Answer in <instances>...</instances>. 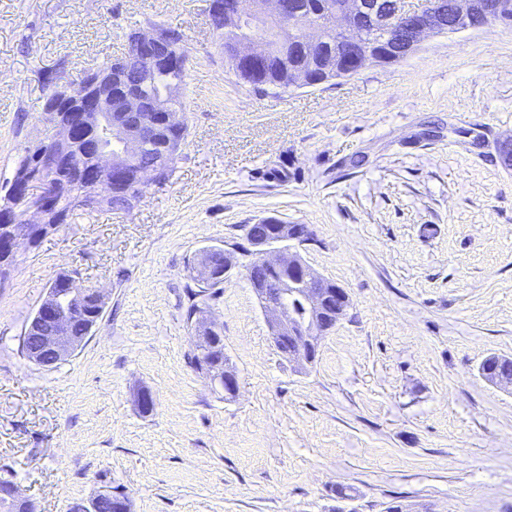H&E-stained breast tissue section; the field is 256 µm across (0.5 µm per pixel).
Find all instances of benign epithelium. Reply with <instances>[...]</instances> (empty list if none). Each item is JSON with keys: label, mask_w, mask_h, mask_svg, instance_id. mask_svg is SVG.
<instances>
[{"label": "benign epithelium", "mask_w": 512, "mask_h": 512, "mask_svg": "<svg viewBox=\"0 0 512 512\" xmlns=\"http://www.w3.org/2000/svg\"><path fill=\"white\" fill-rule=\"evenodd\" d=\"M386 0H344L330 11L336 23L338 48L336 59L318 69L304 62L291 71L296 88L322 84L329 77L351 76L341 67L342 57L356 60L357 66L390 64L415 52L431 36H444L475 30L493 22L512 21V0H454L446 10L437 0L410 4L394 15L386 16ZM269 26V37L281 44L296 46L301 55L312 52L320 42L322 21L319 14L301 16L295 0H210L209 22L215 32H236L232 44L236 60L249 67L269 57L266 39L253 37L249 30L258 21ZM177 34L157 23L128 37L126 60L133 68L130 77L123 70L98 72L72 83L49 96L45 112L51 134L25 146L27 164L16 172L11 194L0 206V268L7 270L16 262L17 249L36 246L54 225L65 222L55 211L53 199L66 183L60 179L69 173L84 183L86 190L78 200L103 204L114 193L131 196V204L142 198L133 189L162 185L161 168H172L174 155L162 162L145 158V148L161 128L176 129L183 116L171 108L176 93L149 99L138 86L149 76L163 70L189 64V59L170 53ZM125 79L118 103L112 102V82ZM97 129L104 132L106 145L89 147L87 162L75 152L79 142ZM260 231L246 232L247 246L231 250L210 248L194 266L199 280L212 272L229 279L236 271L260 265L266 276L252 287L265 311L270 335L277 350L296 366L303 368L315 360L322 338L336 327L349 307L346 291L320 275L294 246L309 240L305 224H285L273 217L259 224ZM221 261L216 266L208 255ZM67 288H51L27 326V358L41 367L55 366L72 357L85 337L75 335V320L88 319L95 325L104 309V297L96 288H80L73 279ZM194 345L221 338L218 323L209 315V307L200 309L191 321ZM211 385L233 397L238 391L236 371L224 365L215 372L208 365L199 369ZM0 509L4 512H35L34 504L22 495L10 480L0 481ZM130 512L126 494L105 490L88 503L73 505L70 512Z\"/></svg>", "instance_id": "benign-epithelium-1"}]
</instances>
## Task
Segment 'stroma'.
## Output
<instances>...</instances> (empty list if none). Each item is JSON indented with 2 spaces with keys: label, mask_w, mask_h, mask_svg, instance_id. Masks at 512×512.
Returning <instances> with one entry per match:
<instances>
[{
  "label": "stroma",
  "mask_w": 512,
  "mask_h": 512,
  "mask_svg": "<svg viewBox=\"0 0 512 512\" xmlns=\"http://www.w3.org/2000/svg\"><path fill=\"white\" fill-rule=\"evenodd\" d=\"M209 0H0V186L47 133L49 89L123 57L152 21L192 59L188 144L129 213L80 212L0 284V479L36 512L100 490L132 512H512V25L425 39L407 59L264 95L238 83ZM273 216L346 317L298 370L245 274L211 300L239 392L190 363L191 267ZM101 289L75 356L21 337L57 276ZM156 399L141 413L136 388ZM482 375L488 381H494L495 377H512V359L492 355L487 357L480 366Z\"/></svg>",
  "instance_id": "1"
}]
</instances>
